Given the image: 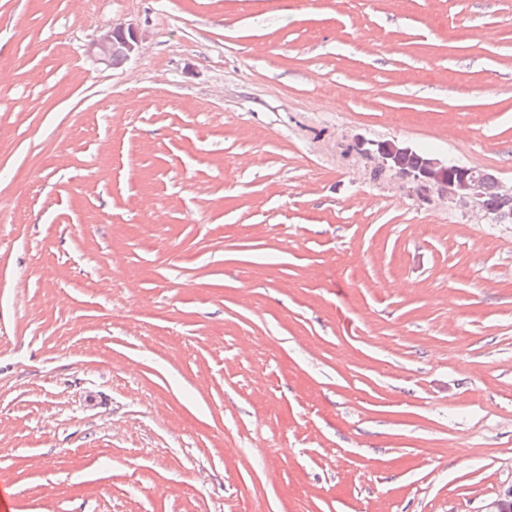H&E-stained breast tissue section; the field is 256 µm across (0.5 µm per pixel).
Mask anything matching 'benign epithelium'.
<instances>
[{"mask_svg":"<svg viewBox=\"0 0 512 512\" xmlns=\"http://www.w3.org/2000/svg\"><path fill=\"white\" fill-rule=\"evenodd\" d=\"M91 50L99 61L113 66L138 53L139 38L131 26L122 24L118 31L110 27L100 33L91 43ZM365 153L377 161V168L395 173L413 184L418 192L436 185L455 202L479 209L486 218L491 216L500 224L512 221V188L504 189L498 178L485 170L464 165L450 167L435 156L422 158L410 166L406 157L411 153V147L397 141L375 143ZM488 179L495 181L497 189V198L490 205L483 202Z\"/></svg>","mask_w":512,"mask_h":512,"instance_id":"benign-epithelium-1","label":"benign epithelium"}]
</instances>
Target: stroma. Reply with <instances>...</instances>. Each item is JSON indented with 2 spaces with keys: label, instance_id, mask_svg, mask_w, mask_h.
<instances>
[{
  "label": "stroma",
  "instance_id": "35a3bbf8",
  "mask_svg": "<svg viewBox=\"0 0 512 512\" xmlns=\"http://www.w3.org/2000/svg\"><path fill=\"white\" fill-rule=\"evenodd\" d=\"M362 140L512 186V0H0V512H489L512 223ZM119 27L118 31L114 27L108 28L91 43V50L98 60L109 66H115L116 61H120L119 64L125 62L139 50L137 32L129 25L120 24Z\"/></svg>",
  "mask_w": 512,
  "mask_h": 512
}]
</instances>
